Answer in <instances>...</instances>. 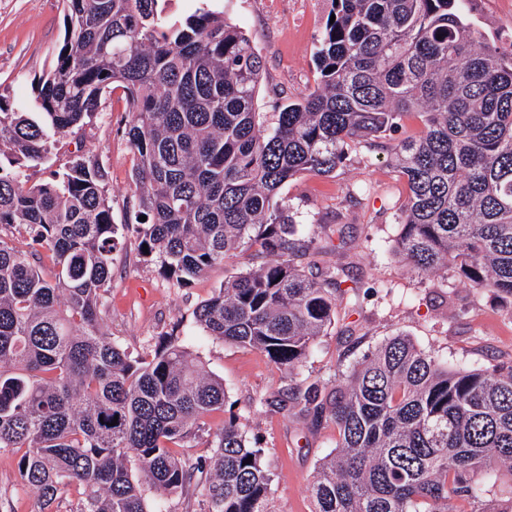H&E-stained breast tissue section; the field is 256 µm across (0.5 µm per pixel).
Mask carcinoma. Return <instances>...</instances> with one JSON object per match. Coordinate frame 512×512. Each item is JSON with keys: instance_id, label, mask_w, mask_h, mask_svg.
<instances>
[{"instance_id": "1", "label": "carcinoma", "mask_w": 512, "mask_h": 512, "mask_svg": "<svg viewBox=\"0 0 512 512\" xmlns=\"http://www.w3.org/2000/svg\"><path fill=\"white\" fill-rule=\"evenodd\" d=\"M62 2L65 38L32 80L31 108L0 94V149L16 166H0V452L19 456L42 512L71 494L69 512H151V493L199 512H276L245 424L208 426L224 382L170 333L134 355L103 329L106 170L76 160L28 187L22 169L122 89L140 255L178 288L237 254L260 260L194 318L293 372L332 323L344 272L295 264L305 244L281 190L336 176L359 147L390 155L406 183L394 254L408 270L512 300V51L468 24L463 0H338L315 86L268 124L256 109L265 62L224 13L171 21L167 0ZM411 120L418 131L395 137ZM285 402L337 430L312 512H512V489L492 492L496 471L512 473V364L448 368L394 336L333 392L295 384L262 404ZM197 440L210 455L171 450Z\"/></svg>"}]
</instances>
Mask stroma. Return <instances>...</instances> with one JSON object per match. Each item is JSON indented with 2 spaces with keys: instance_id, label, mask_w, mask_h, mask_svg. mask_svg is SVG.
<instances>
[{
  "instance_id": "stroma-1",
  "label": "stroma",
  "mask_w": 512,
  "mask_h": 512,
  "mask_svg": "<svg viewBox=\"0 0 512 512\" xmlns=\"http://www.w3.org/2000/svg\"><path fill=\"white\" fill-rule=\"evenodd\" d=\"M225 13L246 32L268 68L258 95L261 112H274L280 96L296 98L313 88L318 76L314 53L330 8L329 0H169L171 18L180 19L201 4ZM473 28L512 49V0H466ZM65 24L61 0H0V93L13 101L31 96V81L61 45ZM121 91L102 99L100 112L75 132L55 138L53 167L25 170L27 183L48 180L52 168L85 158L107 172L105 194L118 229L112 252V288L106 328L134 353L157 336L175 331L182 345L224 382L226 402L209 418L211 428L237 416L247 421L251 440L263 448L272 473L278 512H311L309 486L322 459L336 451L333 424L313 425L297 409L261 406L260 398L295 382L329 391L364 355L402 334L455 368H489L512 363V307L490 291H476L438 279L421 280L393 258L400 233V207L406 185L386 153L358 149L335 177L306 174L282 190L299 232L313 231L308 262L343 268V301L296 373H288L257 350L243 349L204 335L193 311L225 278L246 268L239 256L214 266L185 288H174L157 266L138 255L130 185L137 156L121 129L128 117ZM18 458L0 453V502L10 512H40L36 494L19 486Z\"/></svg>"
}]
</instances>
